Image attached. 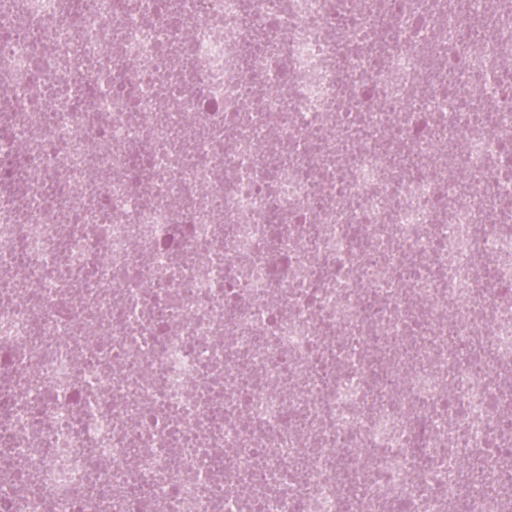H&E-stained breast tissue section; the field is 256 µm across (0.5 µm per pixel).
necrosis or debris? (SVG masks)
Wrapping results in <instances>:
<instances>
[{"label":"necrosis or debris","mask_w":512,"mask_h":512,"mask_svg":"<svg viewBox=\"0 0 512 512\" xmlns=\"http://www.w3.org/2000/svg\"><path fill=\"white\" fill-rule=\"evenodd\" d=\"M509 69L512 0H0V512H512Z\"/></svg>","instance_id":"4bbe7bcc"}]
</instances>
